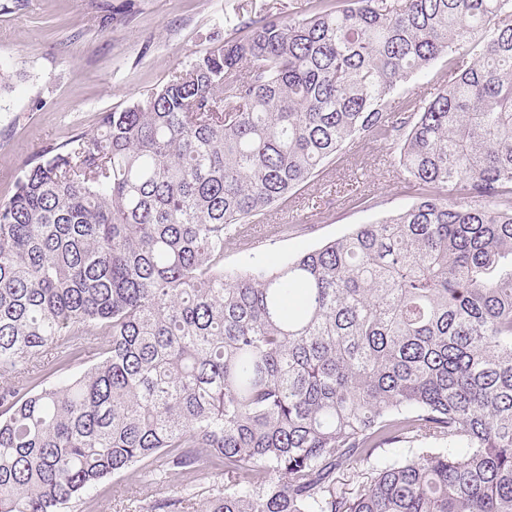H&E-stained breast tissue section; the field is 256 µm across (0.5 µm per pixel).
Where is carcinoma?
<instances>
[{"label": "carcinoma", "mask_w": 512, "mask_h": 512, "mask_svg": "<svg viewBox=\"0 0 512 512\" xmlns=\"http://www.w3.org/2000/svg\"><path fill=\"white\" fill-rule=\"evenodd\" d=\"M237 17L0 200V512L124 474L174 488L155 512L210 474L200 512H512V0ZM357 140L399 145L415 202L224 263ZM446 59H440L428 72L414 78L408 85L407 95L421 100H429L437 93L446 80Z\"/></svg>", "instance_id": "1"}]
</instances>
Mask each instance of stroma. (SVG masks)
Masks as SVG:
<instances>
[{
    "mask_svg": "<svg viewBox=\"0 0 512 512\" xmlns=\"http://www.w3.org/2000/svg\"><path fill=\"white\" fill-rule=\"evenodd\" d=\"M238 0H0V68L13 73L0 92V198L52 146L94 133L118 112L202 54L207 33H230L224 20ZM398 146L359 142L351 155L270 217L293 218L287 236L227 252L229 265L281 260L410 206L415 194L398 169ZM143 483L107 478L64 512H151Z\"/></svg>",
    "mask_w": 512,
    "mask_h": 512,
    "instance_id": "obj_1",
    "label": "stroma"
}]
</instances>
